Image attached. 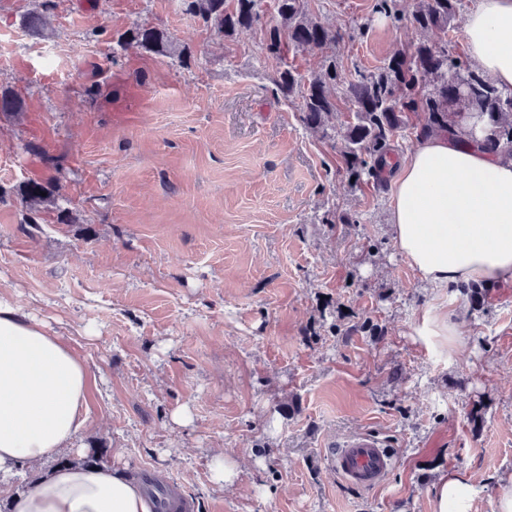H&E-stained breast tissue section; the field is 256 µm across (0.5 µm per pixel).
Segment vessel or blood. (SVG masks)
Masks as SVG:
<instances>
[{
  "mask_svg": "<svg viewBox=\"0 0 512 512\" xmlns=\"http://www.w3.org/2000/svg\"><path fill=\"white\" fill-rule=\"evenodd\" d=\"M397 454L376 435L359 432L334 448L329 462L347 483L360 487L383 485L395 468Z\"/></svg>",
  "mask_w": 512,
  "mask_h": 512,
  "instance_id": "1",
  "label": "vessel or blood"
}]
</instances>
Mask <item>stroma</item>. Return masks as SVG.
Segmentation results:
<instances>
[{
  "label": "stroma",
  "mask_w": 512,
  "mask_h": 512,
  "mask_svg": "<svg viewBox=\"0 0 512 512\" xmlns=\"http://www.w3.org/2000/svg\"><path fill=\"white\" fill-rule=\"evenodd\" d=\"M374 3L307 2L343 33L345 70L417 38ZM34 6L0 0V79L25 100L0 114V296L89 365L64 456L154 473L189 512H434L442 469L471 473V512H492L512 483V284L449 304L454 346L416 335L444 293L394 245L390 179L352 184L273 83L320 54L265 57L262 26L227 39L181 0H50L36 38L19 23ZM143 23L185 58L116 44ZM51 178L69 223L19 195ZM357 431L397 451L382 486L328 467ZM218 448L242 462L234 487L211 480Z\"/></svg>",
  "instance_id": "35a3bbf8"
}]
</instances>
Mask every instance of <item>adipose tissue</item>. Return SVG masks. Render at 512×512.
<instances>
[{"mask_svg":"<svg viewBox=\"0 0 512 512\" xmlns=\"http://www.w3.org/2000/svg\"><path fill=\"white\" fill-rule=\"evenodd\" d=\"M473 66L512 92V0H477L463 24ZM473 118L430 136L398 165L391 224L398 251L437 288L512 282V158L490 151ZM86 362L36 317L0 298V471L57 456L86 422ZM473 485L447 471L435 512H471ZM13 512H151L133 477L107 467L54 471Z\"/></svg>","mask_w":512,"mask_h":512,"instance_id":"ef3b65f1","label":"adipose tissue"}]
</instances>
